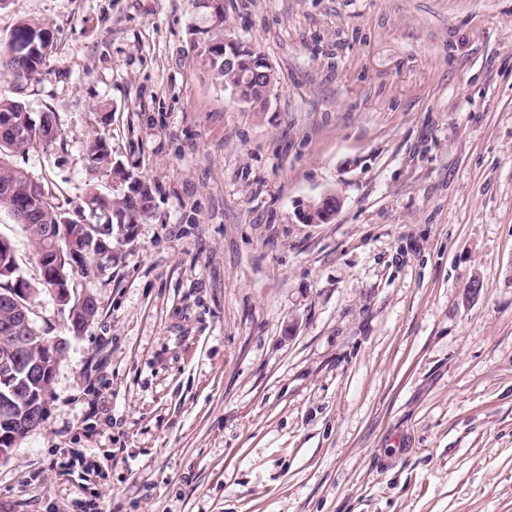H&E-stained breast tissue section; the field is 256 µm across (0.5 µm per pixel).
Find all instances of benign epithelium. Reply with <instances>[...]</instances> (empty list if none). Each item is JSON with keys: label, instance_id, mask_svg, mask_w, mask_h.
<instances>
[{"label": "benign epithelium", "instance_id": "benign-epithelium-1", "mask_svg": "<svg viewBox=\"0 0 512 512\" xmlns=\"http://www.w3.org/2000/svg\"><path fill=\"white\" fill-rule=\"evenodd\" d=\"M240 84L230 90V95L239 102H247L249 96L245 91L255 89L263 96H269L274 86L275 70L267 59L260 61V67L249 66L240 72ZM341 207V199L329 191L320 196L317 209H302V220L306 214H319L320 219H311L315 223L329 222ZM48 235L54 241L62 240L69 250L79 254L74 239L66 224L54 225ZM0 273L15 275V281L22 284L20 288L4 292L12 308L13 320L5 324V329L14 333L11 340L14 346L0 357V463L7 460L16 445L34 429L40 427L46 415L51 382L58 361L65 355L68 344L64 339L45 340L40 331L33 326V299L37 289L33 288L21 276L20 268L14 255H4L0 262ZM51 280L54 282L50 291L59 305H70L69 330L76 336L96 318V301L88 293L77 300H71V291L67 287L68 274L55 268ZM27 405L25 416L14 415L19 403Z\"/></svg>", "mask_w": 512, "mask_h": 512}]
</instances>
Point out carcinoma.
<instances>
[{
	"mask_svg": "<svg viewBox=\"0 0 512 512\" xmlns=\"http://www.w3.org/2000/svg\"><path fill=\"white\" fill-rule=\"evenodd\" d=\"M192 2L195 8L209 12L210 18V25L203 29L189 28L192 46L197 48L205 44L199 57L215 80L228 88L238 85L239 72L224 67V55L233 54L244 62L256 63L262 52L254 46H242L236 51L224 48V14L211 12V8L200 0ZM198 34L203 40L196 39ZM53 46V33L40 23L24 22L8 39L0 40V77L7 76L14 81V95L0 93V210L8 211L15 223L24 229L30 224H42L47 228L54 224H68L83 240L93 243L99 236L106 237L110 229L104 222H83L85 206L103 200L132 234L135 225L149 218L154 209L153 190L146 182L131 174L126 190L118 195L104 198L91 188L83 202L66 207L57 197L46 192L42 184L10 161L13 154L36 143L53 142L59 136L54 113L43 112L36 119L28 105L17 96L21 89L19 81L33 80L41 74ZM85 159L91 173H110L117 165L112 159L108 140L98 134L87 141Z\"/></svg>",
	"mask_w": 512,
	"mask_h": 512,
	"instance_id": "obj_1",
	"label": "carcinoma"
}]
</instances>
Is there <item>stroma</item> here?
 Wrapping results in <instances>:
<instances>
[{
  "instance_id": "35a3bbf8",
  "label": "stroma",
  "mask_w": 512,
  "mask_h": 512,
  "mask_svg": "<svg viewBox=\"0 0 512 512\" xmlns=\"http://www.w3.org/2000/svg\"><path fill=\"white\" fill-rule=\"evenodd\" d=\"M25 20L60 135L14 165L112 196L100 133L154 210L75 278L78 336L0 211L68 342L0 512H512V0H224L275 70L261 112L191 49V0H0V39ZM87 169L91 173H112L118 162L112 159V149L103 135H95L85 145ZM320 203L317 207L315 205H312V207H315L314 209H305L303 208L300 212V218L305 222L307 219H310L311 222H320V223H327L329 222L338 212V210L341 207V199L333 192L329 191L320 196ZM316 210H319V216L320 220H317L316 218H308V216L302 215V212L310 215H314ZM96 301L88 293H83L81 297L74 301L69 308V319L71 325L69 330L75 335H80L86 327L96 318Z\"/></svg>"
}]
</instances>
